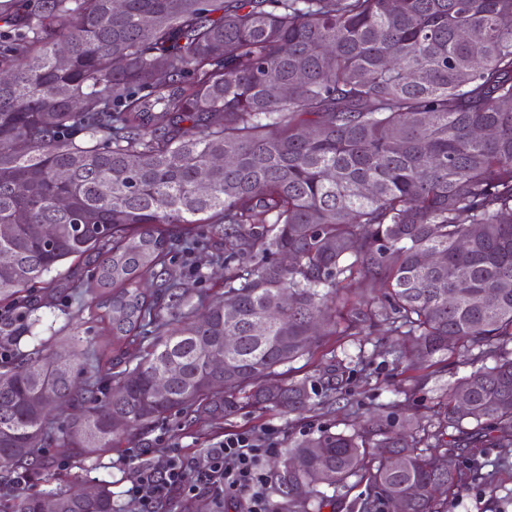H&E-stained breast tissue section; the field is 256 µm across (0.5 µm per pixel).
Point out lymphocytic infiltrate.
<instances>
[{
  "instance_id": "lymphocytic-infiltrate-1",
  "label": "lymphocytic infiltrate",
  "mask_w": 512,
  "mask_h": 512,
  "mask_svg": "<svg viewBox=\"0 0 512 512\" xmlns=\"http://www.w3.org/2000/svg\"><path fill=\"white\" fill-rule=\"evenodd\" d=\"M277 451L278 443L273 438L237 432L225 434L223 441L211 449L209 465L200 473H193L179 455H172L164 472L139 471L127 490L132 512H159L160 505L170 498L195 494L203 485L214 486L227 495L249 492L248 512H269L260 492L266 479L259 463Z\"/></svg>"
}]
</instances>
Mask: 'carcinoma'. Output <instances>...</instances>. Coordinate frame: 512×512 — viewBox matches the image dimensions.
I'll return each mask as SVG.
<instances>
[{
    "mask_svg": "<svg viewBox=\"0 0 512 512\" xmlns=\"http://www.w3.org/2000/svg\"><path fill=\"white\" fill-rule=\"evenodd\" d=\"M112 2L14 0L0 11V226H11L0 254L13 257L0 265V301L104 249L78 287L97 294L88 316L112 346L92 366L43 346L0 364V467L46 471L37 451L60 440L89 460L193 405L221 417L244 405L301 413L315 387L272 391L275 369L326 336L388 324L410 337L388 350L398 364L421 368L461 343L483 365L440 402L429 451L413 415L291 439L282 494L288 512L321 509V487L370 457L362 512L392 498L403 512H437V493L482 479L441 468L437 452L512 448V26L502 24L512 0ZM479 127L495 135L478 139ZM217 155L229 162L203 190ZM40 224L53 225L51 241ZM180 224L224 225L238 264L224 266V294L200 316L191 307L167 319L182 304L174 284L149 293L141 282L168 273L167 227ZM285 252L287 267L266 259ZM431 252L443 262L425 264ZM377 287L380 300L369 296ZM345 291L360 295L348 308ZM147 326L163 332L144 347ZM226 334L238 337L233 351ZM221 353L218 386L209 360ZM345 374L330 365L326 397L342 396ZM63 402L79 415L58 436ZM53 499L59 512H117L101 485L89 500ZM42 501L18 496L11 512H41Z\"/></svg>",
    "mask_w": 512,
    "mask_h": 512,
    "instance_id": "obj_1",
    "label": "carcinoma"
}]
</instances>
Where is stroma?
<instances>
[{"instance_id":"35a3bbf8","label":"stroma","mask_w":512,"mask_h":512,"mask_svg":"<svg viewBox=\"0 0 512 512\" xmlns=\"http://www.w3.org/2000/svg\"><path fill=\"white\" fill-rule=\"evenodd\" d=\"M224 241L215 224H195L187 238L178 239L168 256L169 265L177 273L184 302L195 305L224 291V267L213 263L212 255L223 248ZM91 264L64 262L53 272L48 287L36 289L42 304L36 311L24 308H0L9 322L27 326L18 340L0 335V353L27 350L45 343L55 351L74 353L84 358L106 350L109 338L102 325L86 322L80 309L90 302L87 294H78L71 284L89 278ZM390 333L380 330L376 341L365 344L360 337H327L325 345L290 365V377L320 380L332 358L343 359L350 371L348 395L337 404L316 400L312 409L301 415H284L276 411L246 408L224 419L214 421L194 410L174 414L156 422L131 438L122 448L99 458L75 464L63 445L45 449L52 463L55 479L45 474L32 476L20 488L24 494L49 495L57 488L76 489L93 484L109 487L120 512H130L126 491L140 468L164 470L170 448H177L192 468L205 469L208 454L229 432L261 435L275 430L280 448L290 439L329 430L349 432L360 424L385 419L393 404L423 417L427 432H434L436 421L431 414L445 391L473 369L471 356L463 347L451 348L441 362L412 371L395 366L384 354V343ZM449 465L474 466L491 476L490 481L470 486L458 497L440 496L441 512H512V448H474L461 455L448 456Z\"/></svg>"}]
</instances>
